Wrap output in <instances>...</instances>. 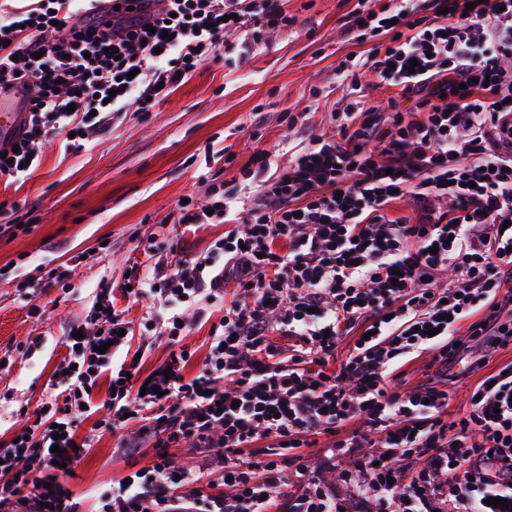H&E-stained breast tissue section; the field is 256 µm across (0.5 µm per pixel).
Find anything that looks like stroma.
I'll return each mask as SVG.
<instances>
[{
    "label": "stroma",
    "mask_w": 512,
    "mask_h": 512,
    "mask_svg": "<svg viewBox=\"0 0 512 512\" xmlns=\"http://www.w3.org/2000/svg\"><path fill=\"white\" fill-rule=\"evenodd\" d=\"M356 2L286 0L288 26L248 53L240 51L245 33H234L219 60L199 65L152 111L112 114L97 145L71 153L53 135L42 142L41 164L29 178L0 176V201L12 203L14 222L0 230V359L10 361L0 366V443L15 432L19 409L32 415L40 408L65 356L61 338L69 326L92 319L97 295L124 282L150 239H164L168 258L178 259L203 253L223 237L220 224H175L178 203L202 204L214 191L237 193L240 171L257 151L275 154L283 170L307 134L332 131L330 112L342 97L336 67L341 57L363 52L347 33ZM297 112L306 113L307 132L294 136L288 124ZM45 267L61 270L62 278L27 298L25 282ZM121 307L132 328L130 350L151 341L145 367H158L168 353L165 341L145 329L141 304ZM31 343L37 351L22 355ZM484 356L487 367H478ZM511 362L512 341L491 351L476 344L447 376L423 355L402 367L398 384L447 379L453 418L466 412L486 369ZM117 442L103 433L75 475L61 477L79 512H99L98 497L110 481L152 463L151 444L131 457ZM281 466L287 472L301 466L334 487L343 485L340 467L318 447L301 448Z\"/></svg>",
    "instance_id": "35a3bbf8"
}]
</instances>
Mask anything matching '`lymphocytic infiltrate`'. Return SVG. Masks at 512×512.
Instances as JSON below:
<instances>
[{"instance_id":"f902f5d3","label":"lymphocytic infiltrate","mask_w":512,"mask_h":512,"mask_svg":"<svg viewBox=\"0 0 512 512\" xmlns=\"http://www.w3.org/2000/svg\"><path fill=\"white\" fill-rule=\"evenodd\" d=\"M150 2L117 14L102 0H37L0 23V86L27 93L0 175L29 176L48 136L77 151L105 134L107 115L151 111L228 33L257 43L289 23L283 0ZM348 30L365 50L337 66L348 102L330 115L336 135L313 137L280 173L256 153L242 171L247 201L178 205L175 223L217 222L223 238L166 263L162 245L144 248L146 273L104 289L96 320L64 336L34 421L0 445V507L19 496L29 512H78L44 472L60 459L72 474L99 431L134 421L139 437L122 450L149 441L156 461L112 483L103 512H341L319 481L278 462L315 443L335 460L368 448L344 473L356 503L512 512V372L484 379L450 423L444 385L390 386L403 358L425 353L444 368L488 332L512 337L500 320L512 304V0H357ZM363 71L413 107L369 104ZM401 200L409 213L392 216ZM229 283L238 297L210 324L208 304ZM120 298L145 302L146 327L167 340L166 366L150 376L141 357L118 358L130 342ZM205 323L208 354L191 375L182 339ZM105 375L115 392L103 398ZM185 441L223 449V491L171 461ZM414 456L423 468H409Z\"/></svg>"}]
</instances>
